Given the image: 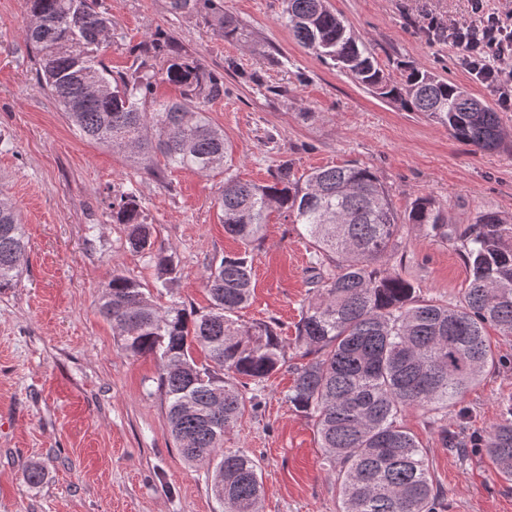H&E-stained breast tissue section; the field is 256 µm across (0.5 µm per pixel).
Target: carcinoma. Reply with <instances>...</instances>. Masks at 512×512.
Wrapping results in <instances>:
<instances>
[{
  "mask_svg": "<svg viewBox=\"0 0 512 512\" xmlns=\"http://www.w3.org/2000/svg\"><path fill=\"white\" fill-rule=\"evenodd\" d=\"M202 1L224 34H232L215 0H170V7L190 13ZM283 4L294 39L358 85L443 125L477 150L501 144L497 113L463 88L412 64L393 80L325 0ZM27 5L26 38L36 52L39 77L81 137L131 151L149 172L157 152L174 167L201 173L228 159L223 132L200 108L224 95L222 77L177 54L160 77L142 71L114 77L99 57L112 20L97 10L96 0ZM159 78L180 86L182 99H154ZM220 208L224 231L244 251L206 268L208 310L182 302L161 308L150 289L118 271L98 304L124 352L157 362L171 435L184 460L207 468L224 512H260V466L239 450L224 449V434L245 410L237 378L260 385L285 363L276 324L239 315L251 299L249 247L260 239L268 212L283 209L315 249L312 295L301 306L294 338L305 362L294 368L286 399L314 420L326 465L336 476L341 512H443L444 494L433 484L422 445L402 420L407 411L421 410L444 443L469 452L448 431V411L462 406L485 367L496 363L486 329L512 338V223L488 211L468 228L447 230L427 195L402 216L375 172L355 162L315 169L302 185L287 163L272 184L229 175ZM112 221L124 226L127 249L149 257L157 281L168 288L177 264L155 247L135 189L121 191L112 202ZM409 224L427 237L460 241L471 276L457 301L425 298L410 280L387 269L403 248ZM25 251L19 214L0 201V291L17 286ZM198 348L202 362L194 356ZM473 444L503 480L512 481V404Z\"/></svg>",
  "mask_w": 512,
  "mask_h": 512,
  "instance_id": "obj_1",
  "label": "carcinoma"
}]
</instances>
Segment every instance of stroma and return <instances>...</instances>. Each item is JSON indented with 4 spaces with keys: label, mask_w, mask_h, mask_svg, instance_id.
I'll list each match as a JSON object with an SVG mask.
<instances>
[{
    "label": "stroma",
    "mask_w": 512,
    "mask_h": 512,
    "mask_svg": "<svg viewBox=\"0 0 512 512\" xmlns=\"http://www.w3.org/2000/svg\"><path fill=\"white\" fill-rule=\"evenodd\" d=\"M375 52L384 73L400 79L408 62L461 85L487 105L493 92L458 63V48L427 35L429 17L464 20L468 0H329ZM114 37L101 51L113 74L140 63L165 72L169 54L141 59L139 46L163 33L174 50L224 80L223 96L204 103L210 122L233 148L228 172L208 175L168 166L156 156L146 172L126 153L82 139L37 75L24 37L25 0H0V193L19 211L27 239L17 287L0 292V512H224L203 469L187 463L170 434L157 365L119 347L97 302L113 271L155 287L150 258L130 253L112 221L120 191L136 188L156 245L180 274L160 304L196 309L209 301L206 267L242 244L227 235L217 198L225 174L273 183L282 163L295 175L358 162L372 168L394 208L431 196L445 222L463 228L486 211L512 217V112H499L504 142L477 151L414 112L382 101L300 46L282 0H222L235 31L224 35L198 13L172 12L169 0H99ZM405 258L390 269L422 296L456 300L470 276L460 242L428 238L410 227ZM254 294L242 316L275 322L286 365L263 385H248L247 405L224 437L263 473V512H339L334 476L323 465L311 419L286 402L293 339L310 284L313 249L298 226L272 212L249 249ZM496 364L467 395L461 435L490 429L512 396V338L490 333ZM403 424L427 453L447 512H512V483L487 458L448 451L421 411ZM45 469L30 485L23 468Z\"/></svg>",
    "instance_id": "35a3bbf8"
}]
</instances>
